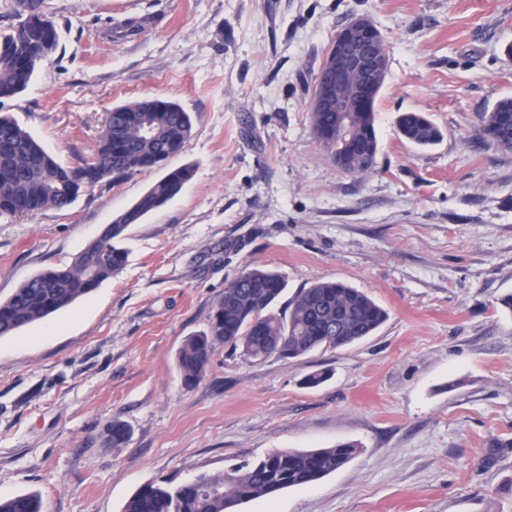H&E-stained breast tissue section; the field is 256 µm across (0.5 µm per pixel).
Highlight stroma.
<instances>
[{
	"instance_id": "1",
	"label": "stroma",
	"mask_w": 512,
	"mask_h": 512,
	"mask_svg": "<svg viewBox=\"0 0 512 512\" xmlns=\"http://www.w3.org/2000/svg\"><path fill=\"white\" fill-rule=\"evenodd\" d=\"M58 32L22 93L0 98L60 162L90 154L107 112L161 96L191 113L170 166L196 173L130 225L124 269L0 338V497L43 512H123L143 485L180 483L269 453L356 444L315 485L237 512H512V151L480 138L512 97V0H47ZM365 14L387 74L378 170L340 171L316 141L314 77L338 28ZM135 34H128L129 26ZM422 112L442 140L396 132ZM163 175L0 218V300L70 264ZM359 288L388 313L373 336L293 359L216 346L184 386V340L207 331L247 267ZM326 372L308 387L304 378ZM129 428L112 447L107 427ZM41 499L32 493H21L0 499V512H42Z\"/></svg>"
}]
</instances>
